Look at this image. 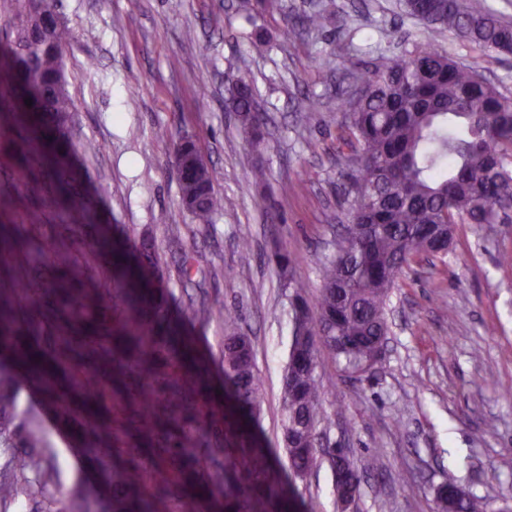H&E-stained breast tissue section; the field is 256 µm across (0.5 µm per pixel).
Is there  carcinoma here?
<instances>
[{"mask_svg":"<svg viewBox=\"0 0 512 512\" xmlns=\"http://www.w3.org/2000/svg\"><path fill=\"white\" fill-rule=\"evenodd\" d=\"M408 16L441 26L459 39L512 55V24L485 0H403ZM333 2L295 20L290 34L323 28ZM52 0L33 27L13 28L0 46L6 81L29 89L32 132L0 136V149L21 170L52 151L49 133L69 116L68 95L43 94L63 73L68 38L53 18ZM340 98L339 140L350 153L353 195L336 257L322 269L323 287L311 311L292 274V260L275 253L288 287L292 339L283 372V426L289 467L303 478L316 467L325 387L318 353L343 373L360 377L382 360L389 333L390 294L417 258L448 252L447 224H499L512 218V96L474 66L431 44L395 54L355 76ZM235 112L252 147L265 141V115L252 85L239 79ZM182 210L203 225L224 206L197 144L184 139L175 160ZM14 224L0 240V346L12 370L0 375V444L24 448L0 471V503L27 490L28 474L46 475L45 435L15 412L16 386L42 388L58 422L70 428L91 466L107 473L112 512H270L272 461L261 448H232L217 439L224 415L204 380L191 340L182 335L163 293L144 269L162 265L153 240L133 256L118 243L112 256L78 237L87 225ZM112 287H107V284ZM224 384L235 406L253 416L261 378L250 337L224 338ZM108 432L100 434V422ZM334 472L361 487L364 471L351 458L324 453ZM224 464V488L217 467ZM449 512H486L482 499L440 486Z\"/></svg>","mask_w":512,"mask_h":512,"instance_id":"obj_1","label":"carcinoma"}]
</instances>
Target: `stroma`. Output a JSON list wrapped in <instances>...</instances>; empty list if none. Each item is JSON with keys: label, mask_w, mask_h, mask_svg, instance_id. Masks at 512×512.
<instances>
[{"label": "stroma", "mask_w": 512, "mask_h": 512, "mask_svg": "<svg viewBox=\"0 0 512 512\" xmlns=\"http://www.w3.org/2000/svg\"><path fill=\"white\" fill-rule=\"evenodd\" d=\"M316 4L279 0L274 9L245 11L239 0H56L71 34L64 72L72 117L60 137L71 202L90 204L93 223L118 228L129 241L154 237L164 266L153 285L166 291L172 314L188 312L181 329L212 388L224 385L230 325L192 318L193 302L224 310L250 336L262 388L249 427L276 455L284 492L271 512H336L328 462L303 480L288 467L281 389L289 290L268 257L275 245L285 247L304 298L315 302L322 264L335 255L345 221L337 79L376 64L389 50L384 30L396 27L401 50L433 43L512 94V56L429 30L400 0H336L338 12L323 31L289 35V18ZM240 77L252 82L269 118L258 151L229 108L231 83ZM307 96L320 101L315 114L304 108ZM182 138L198 143L224 198L206 228L181 209L173 146ZM89 141L96 152L84 151ZM260 161L268 177L257 184L251 171ZM0 192L13 198L0 209V225L66 221L38 209L2 154ZM261 195L269 202L264 211L254 206ZM244 237L252 241L247 256L238 247ZM188 250L196 272L186 287L177 266ZM503 251L512 252V223L457 225L447 255L413 262L393 289L377 369L350 380L320 354L325 439L349 448L356 464L374 466L356 512H435V491L448 481L482 498L488 512L512 505V266L498 264ZM16 411L43 428L51 474L0 504V512H47L51 502L91 490L96 476L34 384H19Z\"/></svg>", "instance_id": "35a3bbf8"}]
</instances>
